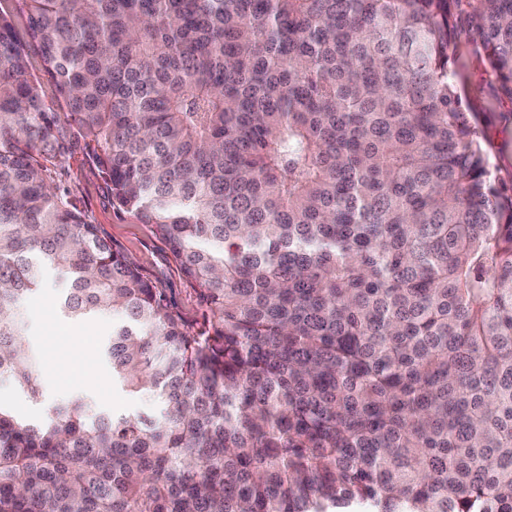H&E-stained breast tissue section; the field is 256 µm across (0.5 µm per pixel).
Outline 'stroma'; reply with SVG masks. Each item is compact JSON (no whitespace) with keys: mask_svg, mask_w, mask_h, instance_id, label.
<instances>
[{"mask_svg":"<svg viewBox=\"0 0 512 512\" xmlns=\"http://www.w3.org/2000/svg\"><path fill=\"white\" fill-rule=\"evenodd\" d=\"M461 97L475 112L484 132V148L497 180L512 185V100L503 96L490 77L483 56L472 49L468 33H459L449 51ZM56 184L68 191L91 223L100 226L113 246L134 262L141 273L173 300L188 322L201 321L196 284L182 272L153 227L112 205L111 190L77 147L59 161ZM61 282L48 278L40 292L22 303L27 341L41 353V402L32 401L19 386L0 379V406L28 418H39L44 402L66 399L80 391L99 406L118 415L149 416L157 409L150 396L115 385L101 350L112 336L115 318L106 315L90 323L56 316Z\"/></svg>","mask_w":512,"mask_h":512,"instance_id":"35a3bbf8","label":"stroma"}]
</instances>
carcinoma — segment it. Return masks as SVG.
Segmentation results:
<instances>
[{
	"mask_svg": "<svg viewBox=\"0 0 512 512\" xmlns=\"http://www.w3.org/2000/svg\"><path fill=\"white\" fill-rule=\"evenodd\" d=\"M22 2L57 104L0 10V378L41 396L53 270L160 409L0 406V512H512V188L448 55L512 99V0ZM81 141L201 323L54 185ZM28 63L29 69L40 82V90L44 100L51 104L56 100V87L54 81L43 72L42 64L38 52L34 47H29Z\"/></svg>",
	"mask_w": 512,
	"mask_h": 512,
	"instance_id": "carcinoma-1",
	"label": "carcinoma"
}]
</instances>
